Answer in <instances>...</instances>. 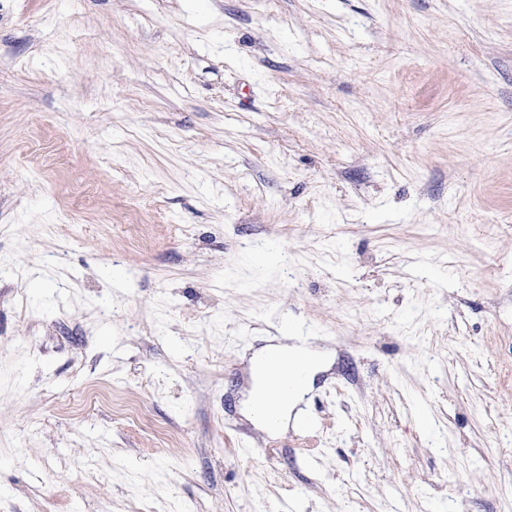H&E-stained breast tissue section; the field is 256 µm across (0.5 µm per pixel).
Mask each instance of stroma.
Masks as SVG:
<instances>
[{"instance_id":"stroma-1","label":"stroma","mask_w":512,"mask_h":512,"mask_svg":"<svg viewBox=\"0 0 512 512\" xmlns=\"http://www.w3.org/2000/svg\"><path fill=\"white\" fill-rule=\"evenodd\" d=\"M278 345L325 367L266 431ZM47 499L512 512V0H0V512Z\"/></svg>"}]
</instances>
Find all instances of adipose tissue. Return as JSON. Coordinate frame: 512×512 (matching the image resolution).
Listing matches in <instances>:
<instances>
[{"label": "adipose tissue", "mask_w": 512, "mask_h": 512, "mask_svg": "<svg viewBox=\"0 0 512 512\" xmlns=\"http://www.w3.org/2000/svg\"><path fill=\"white\" fill-rule=\"evenodd\" d=\"M265 354L278 356L282 364L300 372L287 391L282 389L276 375L253 377L249 413L256 424L267 429L275 422L286 420L289 407L303 399L320 369V361L315 353L304 347L269 348Z\"/></svg>", "instance_id": "1"}]
</instances>
